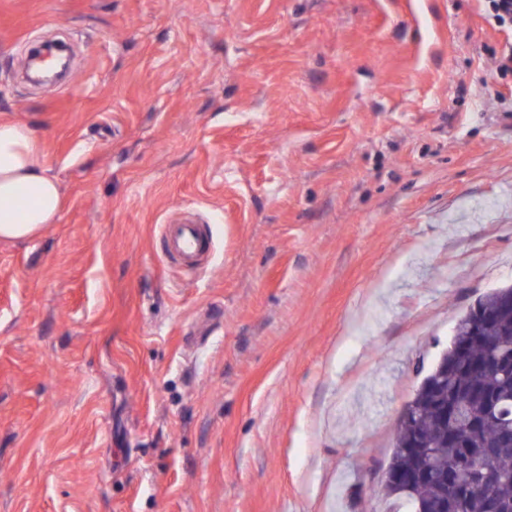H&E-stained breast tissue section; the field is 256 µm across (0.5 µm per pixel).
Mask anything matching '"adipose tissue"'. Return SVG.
<instances>
[{
  "instance_id": "adipose-tissue-1",
  "label": "adipose tissue",
  "mask_w": 512,
  "mask_h": 512,
  "mask_svg": "<svg viewBox=\"0 0 512 512\" xmlns=\"http://www.w3.org/2000/svg\"><path fill=\"white\" fill-rule=\"evenodd\" d=\"M63 206L58 182L24 125L0 122V240L26 241L54 223Z\"/></svg>"
}]
</instances>
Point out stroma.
Wrapping results in <instances>:
<instances>
[{
	"mask_svg": "<svg viewBox=\"0 0 512 512\" xmlns=\"http://www.w3.org/2000/svg\"><path fill=\"white\" fill-rule=\"evenodd\" d=\"M503 40L478 0H0L64 198L0 241V512H392L403 406L512 285V117L458 93ZM27 67L33 72L30 74L31 82L40 84L62 75L67 68V60L59 49L45 46L31 51ZM161 235L168 241V258L177 260L191 269L199 268V258L206 248L205 240H208L201 225L163 224Z\"/></svg>",
	"mask_w": 512,
	"mask_h": 512,
	"instance_id": "35a3bbf8",
	"label": "stroma"
}]
</instances>
